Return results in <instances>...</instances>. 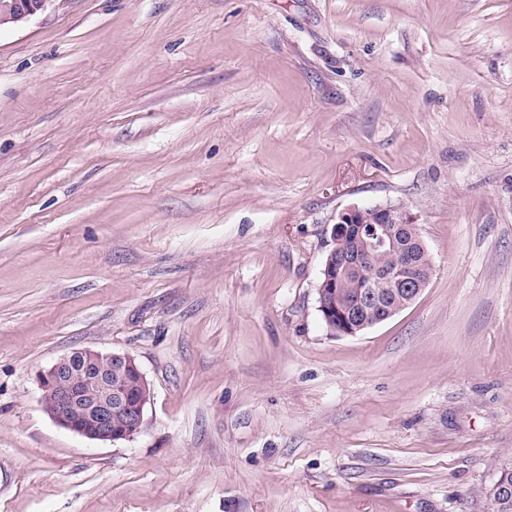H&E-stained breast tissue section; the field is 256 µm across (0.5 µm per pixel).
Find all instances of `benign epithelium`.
<instances>
[{
	"mask_svg": "<svg viewBox=\"0 0 512 512\" xmlns=\"http://www.w3.org/2000/svg\"><path fill=\"white\" fill-rule=\"evenodd\" d=\"M56 0H0V26L29 21ZM363 224H377L375 235H365ZM423 245L413 218L392 206L352 207L342 212L332 228V248L318 284L319 311L333 335L355 336L410 305L429 281L432 269L422 266L413 252L403 249L404 235ZM381 253L395 254L394 263L383 269L372 266ZM352 273L383 281L399 289L402 302L380 309L373 292L364 301H349L330 292L336 281ZM133 366L127 353H103L74 349L51 366L40 370L36 381L44 409L60 427L90 440L115 442L129 439L144 422L143 405L130 402L127 369Z\"/></svg>",
	"mask_w": 512,
	"mask_h": 512,
	"instance_id": "obj_1",
	"label": "benign epithelium"
}]
</instances>
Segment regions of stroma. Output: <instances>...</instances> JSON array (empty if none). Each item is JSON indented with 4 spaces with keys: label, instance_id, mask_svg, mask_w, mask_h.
<instances>
[{
    "label": "stroma",
    "instance_id": "35a3bbf8",
    "mask_svg": "<svg viewBox=\"0 0 512 512\" xmlns=\"http://www.w3.org/2000/svg\"><path fill=\"white\" fill-rule=\"evenodd\" d=\"M421 294L330 335L346 209ZM127 353L139 433L37 372ZM512 459V0H66L0 27V512H490ZM364 224L367 231L373 229L371 224H379L380 228L374 236L362 234ZM411 236L423 251V245L418 227L413 218L402 208L392 206L352 207L342 212L332 228V248L329 250L324 268L320 271L318 284L319 311L332 335L356 336L366 328L381 323L403 308L410 305L426 286L432 274V264L422 266L412 251L404 250L400 241L404 235ZM409 248L419 250L408 238L403 241ZM381 253L395 254L394 263L383 269H375L371 262L375 255ZM365 278L378 279L398 288L403 299L397 307H386L379 310L380 316H375L372 305H379L373 292L366 293L362 302L353 300L364 288H374L379 293L381 303L394 306L399 297L390 287L381 281L371 282L368 286ZM352 274L350 276H347ZM347 276V277H344ZM343 277L336 285V281ZM336 287L343 296L340 298L327 288Z\"/></svg>",
    "mask_w": 512,
    "mask_h": 512
}]
</instances>
